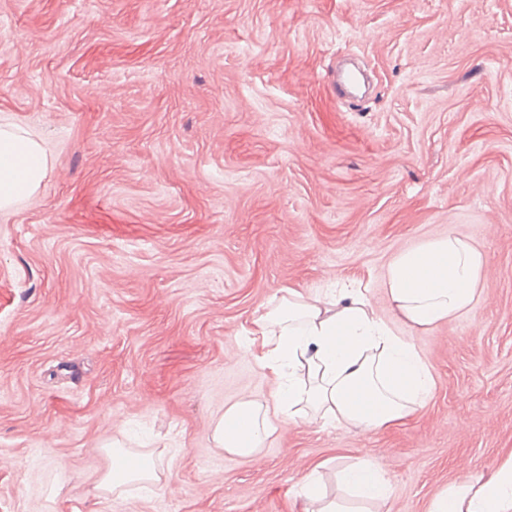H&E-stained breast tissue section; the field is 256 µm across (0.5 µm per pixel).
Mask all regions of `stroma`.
Masks as SVG:
<instances>
[{
    "mask_svg": "<svg viewBox=\"0 0 512 512\" xmlns=\"http://www.w3.org/2000/svg\"><path fill=\"white\" fill-rule=\"evenodd\" d=\"M370 72L361 102L333 72ZM48 173L0 212V512H302L318 463L381 457L427 512L512 448V0H0V122ZM454 233L471 309L395 319L397 254ZM360 283L435 379L402 425L299 420L260 460L225 406L273 388L246 331L282 288ZM120 438L164 488L101 493Z\"/></svg>",
    "mask_w": 512,
    "mask_h": 512,
    "instance_id": "obj_1",
    "label": "stroma"
}]
</instances>
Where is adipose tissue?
I'll return each instance as SVG.
<instances>
[{"label":"adipose tissue","mask_w":512,"mask_h":512,"mask_svg":"<svg viewBox=\"0 0 512 512\" xmlns=\"http://www.w3.org/2000/svg\"><path fill=\"white\" fill-rule=\"evenodd\" d=\"M47 174L42 144L22 128L0 125V211L39 188ZM487 265L485 254L455 236L432 239L399 253L386 269L395 313L428 330L467 312ZM248 352L275 379L271 399H243L227 407L213 439L225 453L258 459L279 426L310 419L348 431H381L402 424L430 400L434 379L414 345L396 335L363 290L345 285L326 294L282 289L254 318ZM121 473L105 469L97 487L112 493L130 483L155 488L158 460ZM368 505L353 508L310 489L309 512H384L390 481L378 458L338 474ZM428 512H512V451L490 474L466 477L440 491Z\"/></svg>","instance_id":"ef3b65f1"}]
</instances>
